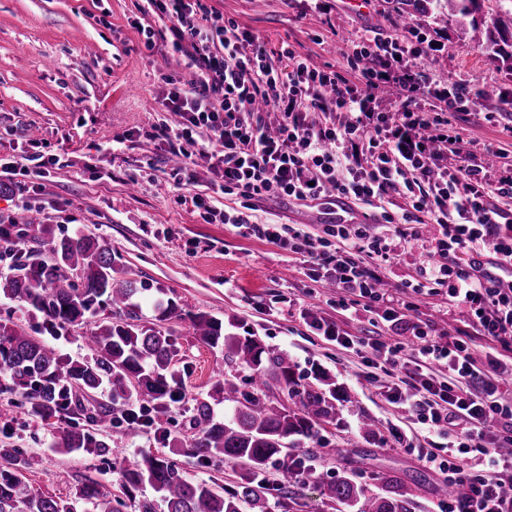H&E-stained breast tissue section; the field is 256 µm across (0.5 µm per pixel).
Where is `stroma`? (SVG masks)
Wrapping results in <instances>:
<instances>
[{
	"instance_id": "35a3bbf8",
	"label": "stroma",
	"mask_w": 512,
	"mask_h": 512,
	"mask_svg": "<svg viewBox=\"0 0 512 512\" xmlns=\"http://www.w3.org/2000/svg\"><path fill=\"white\" fill-rule=\"evenodd\" d=\"M206 3L235 18L269 54L287 43L319 68L345 67L348 36L368 29L393 35L404 24L387 0H373L372 9L360 14L349 11L347 0H335L327 15L307 9L304 0ZM147 7L146 0H0V157H20L33 138L45 156L60 159L35 190L15 185L0 195V221L19 224L36 212L56 233L104 238L126 278L145 286L135 298L145 319L154 320V291L162 289L184 311L210 313L286 350L304 381L321 374L351 393L352 402L338 403L335 420L320 424L318 441H302L296 450L313 461L314 478L282 490L279 472H272L261 508L246 503L243 512H358L329 498L323 482L349 478L366 495L391 496L416 477L424 485L412 496L410 512H432L439 477L404 447L438 448L443 438L394 409L366 378L361 358L317 336L302 312L335 321L354 336L372 334V314H338L335 292L307 277L301 256L234 225L206 223L192 204L180 202V195L199 193L220 209L226 199L205 165L189 166L191 180L183 187H175L170 177L172 155L156 137L169 118L160 101L167 79L187 82L193 71L173 55L164 23L148 15ZM141 17L153 27V40L135 28ZM418 26L439 42L438 51L419 65L430 79L495 89L494 97L480 98L476 113L456 125L474 153L481 156L490 148L512 164V70L472 34L462 33L454 16L439 22L423 16ZM487 112L496 113V120L485 121ZM253 220L290 224L314 235L323 229L312 208L273 198L259 201ZM395 243L392 259L381 267L394 291L416 278L423 262L414 240L396 237ZM418 313L440 331L452 333L463 325L440 287L421 296ZM169 326L180 347L177 377L188 399L207 392L216 366H223L225 375L246 377V369L221 365V351L198 344L189 320L174 319ZM188 399L169 407L172 434L182 441L190 435ZM1 410L14 420L10 433L0 434V446L29 452L34 492L64 497L72 483L92 478L123 501L122 512H137L136 500L120 487L119 469L142 454L160 453L152 431L115 437L110 458L101 460L57 452L50 427L26 415L20 395L0 397ZM366 416L377 420L376 435L361 429Z\"/></svg>"
}]
</instances>
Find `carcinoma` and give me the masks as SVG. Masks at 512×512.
<instances>
[{"instance_id":"cac0c4a2","label":"carcinoma","mask_w":512,"mask_h":512,"mask_svg":"<svg viewBox=\"0 0 512 512\" xmlns=\"http://www.w3.org/2000/svg\"><path fill=\"white\" fill-rule=\"evenodd\" d=\"M470 25L474 38L500 58L512 62L500 34L498 21L481 29L476 14L485 0H391L396 12L411 18L429 14L430 4ZM20 236L37 244L11 272L0 276V289L21 301L42 319L40 335L25 332L10 320L0 322V392L27 400V413L53 428V447L106 458L112 454L107 429L125 413V406L97 403L92 407L77 399V392L101 389L111 399L134 400L152 415L149 420L156 442L174 448L201 465L234 460L245 465L241 482L222 488L206 481L190 482L177 464L152 453L141 455L122 472L129 496L150 488L167 512H241L242 504L257 505L267 485L261 475L273 462L281 464L286 486L294 479L288 469L290 450L302 440H314L318 422L336 418V402L348 398L336 388L323 390L296 376L288 352L268 346L253 335H224L219 319L207 314L190 316L192 335L202 344L224 351V359L250 374L236 378L219 375L206 393L190 398L194 434L173 442L167 429L168 407L184 398L173 367L179 348L173 334L160 323L181 317L173 302L156 304V322L141 318L132 297L136 281L122 277L112 246L104 240L76 233L57 237L50 225L30 216ZM90 326V359L74 360L43 338L66 336L74 328ZM278 390L279 396L269 395ZM224 403L230 414L214 417L212 405ZM0 512H116L112 494L102 484L86 479L74 485L66 498L37 495L27 483L31 457L23 448H1ZM326 494L344 505L361 503L359 512H410L411 492L396 496L363 498L353 480L329 483Z\"/></svg>"}]
</instances>
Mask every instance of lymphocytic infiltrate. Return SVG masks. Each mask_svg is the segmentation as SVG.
Returning <instances> with one entry per match:
<instances>
[{
	"mask_svg": "<svg viewBox=\"0 0 512 512\" xmlns=\"http://www.w3.org/2000/svg\"><path fill=\"white\" fill-rule=\"evenodd\" d=\"M169 23L173 52L196 73L187 86L171 85L163 98L175 124L159 134L185 158H198L222 180L236 205L217 210L205 198L190 201L210 224L247 227L250 235L302 256L314 281L336 290L337 313L375 314L386 333L353 336L337 322L315 319L318 335L363 354L368 379L387 400L415 417L445 446L417 457L439 473L448 490L437 512H512V393L501 390L500 348L512 346V283L476 274L462 252L492 249L498 265L512 266V166L493 167L468 148L452 116L470 112L479 91L470 85L428 81L416 63L430 56V34L357 36L342 70L320 69L291 46L277 58L255 46L251 33L203 0H148ZM397 86L394 105L380 94ZM278 124L269 127L267 113ZM378 206L397 194L400 211L382 212L387 224L419 220L429 226L418 278L396 292L382 286L381 262L392 253L387 236L366 224H329L311 236L289 224L251 222L264 198L314 202L330 194ZM445 288L450 307L472 331L442 338L416 318L417 301L432 286ZM491 340L477 353L472 335Z\"/></svg>",
	"mask_w": 512,
	"mask_h": 512,
	"instance_id": "1",
	"label": "lymphocytic infiltrate"
}]
</instances>
